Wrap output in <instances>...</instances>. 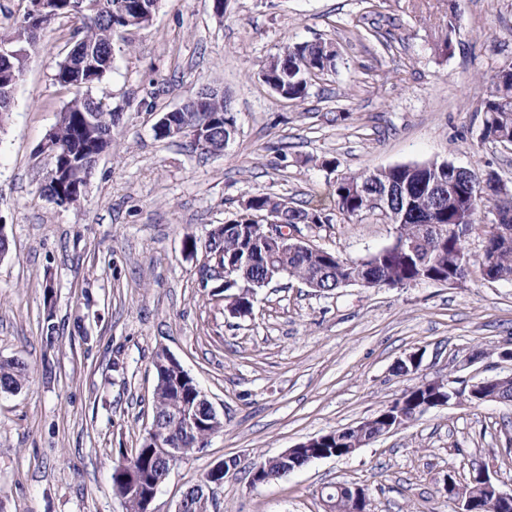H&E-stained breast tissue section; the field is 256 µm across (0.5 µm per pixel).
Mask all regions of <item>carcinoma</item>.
Masks as SVG:
<instances>
[{
    "instance_id": "cac0c4a2",
    "label": "carcinoma",
    "mask_w": 512,
    "mask_h": 512,
    "mask_svg": "<svg viewBox=\"0 0 512 512\" xmlns=\"http://www.w3.org/2000/svg\"><path fill=\"white\" fill-rule=\"evenodd\" d=\"M69 0H56L57 16L73 18L76 21L75 42L72 50L84 51L87 46L95 48L101 56V69L89 74L84 87L74 92L66 103L55 125V142L63 156H70L75 164L63 172L57 182L48 181L43 193L63 196L75 203L80 202L86 180L94 174V156L104 148L98 143L99 132L88 119L103 116L112 119L105 96H95L98 87L111 68L114 38L124 32L123 24L107 11L94 13L85 11L73 13L68 9ZM8 41L23 54L12 59L15 74L22 76L30 52L37 49L31 44L29 27L17 23L15 29L0 35V43ZM277 66L274 80L288 87V100L303 101L313 74L308 67L324 73L336 66V52L325 41L286 44L276 57ZM490 90L482 101L483 139L498 141L499 137L512 139V66L499 68L490 78ZM207 113L224 117L226 123H236L224 95L207 90L200 111L187 109L184 116L187 125L200 120ZM482 174L466 169L455 177L452 198H443L442 203L433 204L428 195L432 185H448V170L440 162L431 161L426 167L395 165L388 168L350 172L336 180L332 196L338 210L348 216L365 212L369 199L380 196L389 201L393 210H399L396 222V239L414 244L411 251H399L389 246L372 255L369 269L362 275L371 278V287L386 284L403 287L428 283L452 275L461 281L467 277L465 258V230L480 224L484 209L491 203ZM254 210L240 211L235 219L224 225V237L213 241L214 250L224 253V270L232 282L224 290L237 289L240 300L250 302L254 288L266 280L288 277L308 283L318 292H330L343 287L344 281L359 272L356 261L344 258L324 249L312 251L300 246L275 247L261 235L256 222L249 215L256 212L271 214L288 225L323 224L328 216L320 209L296 206L284 198L259 193L252 196ZM494 256V272L497 280L512 281V240L493 236L487 245ZM160 353H154L153 367L156 384L152 397V416L165 420L174 413V408L189 402V388L174 383L173 370L161 367L156 360ZM28 381L27 365L17 359L0 360V391H20ZM404 404L406 414L424 404H436L434 390L419 386L407 390L397 398ZM224 427L219 419L213 425H205L192 435L170 424L169 442L181 449L183 456H189L205 447L208 437ZM360 440L356 434H341L321 444L323 448H352ZM160 455L149 447L138 448L134 471L114 469L113 484L124 499L126 512H140V500L135 486L146 482L152 476Z\"/></svg>"
}]
</instances>
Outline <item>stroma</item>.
I'll list each match as a JSON object with an SVG mask.
<instances>
[{"mask_svg": "<svg viewBox=\"0 0 512 512\" xmlns=\"http://www.w3.org/2000/svg\"><path fill=\"white\" fill-rule=\"evenodd\" d=\"M456 14L451 52L435 45ZM74 21L40 35L0 123V358L31 386L0 392V512H125L112 469L139 447L152 418V357L181 362L224 421L206 448L179 462L155 512L218 461L212 512H324L339 483L364 487L370 512H455L443 480L475 468L512 486V403L450 401L352 456L316 460L271 483H248L252 462L376 415L437 377L455 388L512 374V282L472 270L460 286L350 285L324 294L282 278L257 289L247 317L229 314L211 231L265 193L328 215L294 238L360 260L389 245L379 212L350 218L331 197L346 172L449 161L493 170L512 187V147L480 139L487 79L512 62V0H159L152 27L126 33L100 85L122 112L84 200L41 192L37 157L70 98L55 73ZM335 44V70L305 101L260 79L285 43ZM223 91L237 133L223 153L157 140L158 113L203 87ZM331 167H321V160ZM195 238L196 250L186 246ZM52 296H45V286ZM485 357L468 363L471 353ZM420 354L418 374L396 366Z\"/></svg>", "mask_w": 512, "mask_h": 512, "instance_id": "1", "label": "stroma"}]
</instances>
